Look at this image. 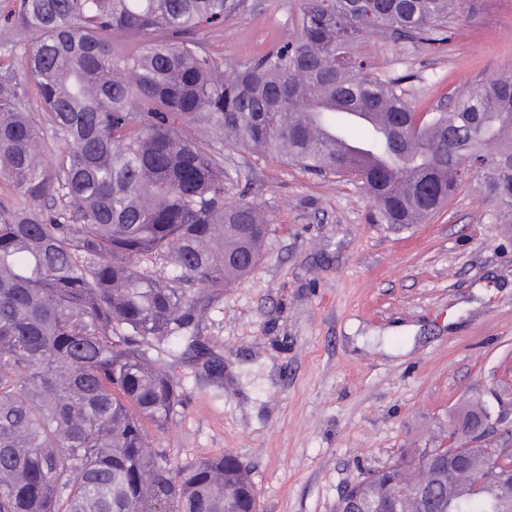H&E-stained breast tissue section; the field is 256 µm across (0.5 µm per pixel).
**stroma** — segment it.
Listing matches in <instances>:
<instances>
[{
  "instance_id": "obj_1",
  "label": "stroma",
  "mask_w": 512,
  "mask_h": 512,
  "mask_svg": "<svg viewBox=\"0 0 512 512\" xmlns=\"http://www.w3.org/2000/svg\"><path fill=\"white\" fill-rule=\"evenodd\" d=\"M299 0H239L197 31L231 70L296 34ZM372 77L396 79L418 111L453 104L512 70V0H481L450 42L366 37ZM230 198L269 227L260 264L211 293L201 343L224 365L172 359L186 402L152 442L172 463L229 452L259 512H336L344 488L408 448L435 446L477 398L512 418V224L477 187L400 232L335 177L228 147Z\"/></svg>"
}]
</instances>
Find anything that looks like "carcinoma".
I'll return each instance as SVG.
<instances>
[{"mask_svg": "<svg viewBox=\"0 0 512 512\" xmlns=\"http://www.w3.org/2000/svg\"><path fill=\"white\" fill-rule=\"evenodd\" d=\"M475 3L301 0L295 38L228 73L190 33L238 0H7L25 47L0 65V179L22 200L0 210V512H258L237 457L172 464L146 429L183 403L169 359L199 351L207 295L262 258L263 214L228 198L224 146L350 177L394 229L473 181L512 224L511 72L419 126L397 81L354 80L366 35L441 44ZM356 111L381 135L347 150ZM475 475L444 474L437 504L499 512L512 486L471 496Z\"/></svg>", "mask_w": 512, "mask_h": 512, "instance_id": "obj_1", "label": "carcinoma"}]
</instances>
